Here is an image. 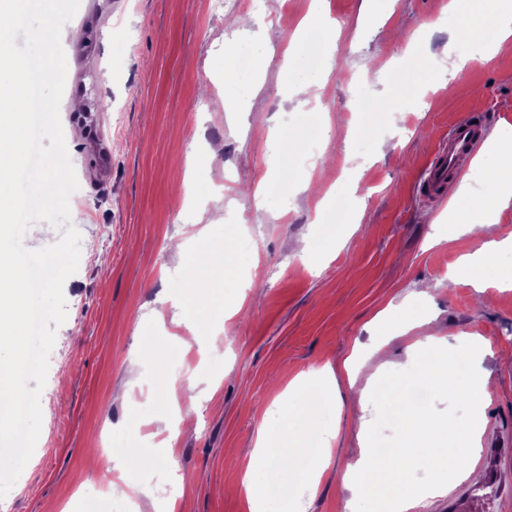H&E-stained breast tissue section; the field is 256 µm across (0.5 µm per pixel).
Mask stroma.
Instances as JSON below:
<instances>
[{
  "mask_svg": "<svg viewBox=\"0 0 512 512\" xmlns=\"http://www.w3.org/2000/svg\"><path fill=\"white\" fill-rule=\"evenodd\" d=\"M312 5L223 0L216 11L212 0H80L63 49L87 64L80 80H67L59 108L79 183L70 222L81 235L80 260L63 287L67 319L49 355L40 435L0 500L6 512H114L113 498L97 493L111 473L86 464L113 430L124 435L122 455L154 461L127 470L128 482L174 476L159 504L253 512L238 487L251 473L259 428L311 440L335 421L330 464L305 512H355L357 491L341 474L360 456L356 420L376 412L352 404L366 379L348 382L343 363L387 332L375 321L386 310L416 327L371 360L378 376L409 368L427 336L452 348L464 333L491 342L479 363L491 375L481 410L487 460L478 479L452 480L415 512H455L453 493L472 503L471 512H512V288L491 290V303L478 306L463 264L478 243L453 234L457 187L439 200L418 188L449 124L475 107L485 109L490 133L461 181L473 195L488 188L502 134L512 132V46L457 74L462 43L454 28L468 27L470 42L483 48L498 40L497 29L482 23L488 0L449 21L439 16L440 0H323L339 37L317 67L302 48ZM266 22L281 41L254 38ZM229 47L260 59L251 77L225 80ZM380 95L388 111H374ZM75 98L95 109V126L76 121ZM216 143L221 158L188 166V155ZM312 145L319 158L311 171L300 156ZM310 176L320 183L313 195L299 190ZM183 179L223 205L224 221L206 239L193 236L200 211L177 188ZM271 182L284 199L266 195ZM339 197L358 198L363 221L323 234L321 218ZM252 210L257 222L240 223ZM246 234L255 238L249 256L235 247ZM175 239L197 250L223 241L222 282L200 287L205 271L175 257ZM300 240L312 261L296 252ZM230 298L243 306L225 316L217 358L203 338ZM181 306L194 315L200 339L186 341L175 318ZM134 362L141 379L129 389ZM325 365L338 376L342 411L305 405L316 385L308 374ZM300 376L305 390L277 413L275 399ZM176 409L194 414L196 432L173 438L159 429ZM252 473L273 492L274 512H292L305 473L291 464Z\"/></svg>",
  "mask_w": 512,
  "mask_h": 512,
  "instance_id": "1",
  "label": "stroma"
}]
</instances>
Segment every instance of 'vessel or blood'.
I'll return each instance as SVG.
<instances>
[{
	"instance_id": "vessel-or-blood-1",
	"label": "vessel or blood",
	"mask_w": 512,
	"mask_h": 512,
	"mask_svg": "<svg viewBox=\"0 0 512 512\" xmlns=\"http://www.w3.org/2000/svg\"><path fill=\"white\" fill-rule=\"evenodd\" d=\"M481 131V126L469 115L450 126L447 145L429 163L421 182L428 194L435 197L445 196L449 184L456 182L461 175V161L478 154L482 143Z\"/></svg>"
}]
</instances>
